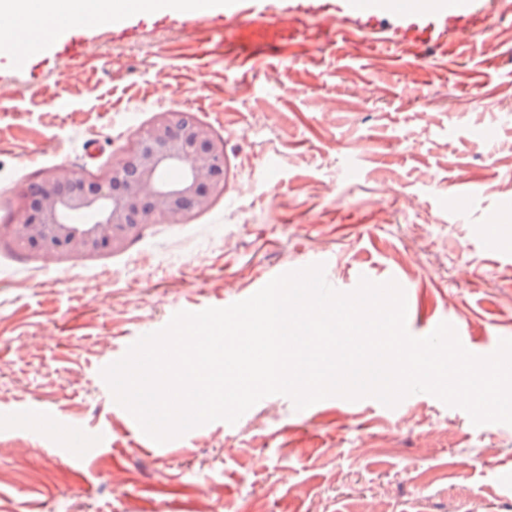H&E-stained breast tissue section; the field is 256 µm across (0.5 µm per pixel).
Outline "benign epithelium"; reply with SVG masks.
Here are the masks:
<instances>
[{
    "instance_id": "7a95c632",
    "label": "benign epithelium",
    "mask_w": 512,
    "mask_h": 512,
    "mask_svg": "<svg viewBox=\"0 0 512 512\" xmlns=\"http://www.w3.org/2000/svg\"><path fill=\"white\" fill-rule=\"evenodd\" d=\"M170 170L179 177L164 178ZM226 187L224 139L199 120L164 110L97 177L80 166L39 173L19 199L14 241L48 258L121 250L148 224H179L208 209Z\"/></svg>"
}]
</instances>
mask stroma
Here are the masks:
<instances>
[{"instance_id": "stroma-1", "label": "stroma", "mask_w": 512, "mask_h": 512, "mask_svg": "<svg viewBox=\"0 0 512 512\" xmlns=\"http://www.w3.org/2000/svg\"><path fill=\"white\" fill-rule=\"evenodd\" d=\"M487 9L485 43L393 41L384 14L373 35L348 22L254 54L232 20L190 27L175 9L134 41L99 33L81 57L0 70V512H512V425L427 393L302 410L271 395L158 444L101 376L174 313L318 260L343 292L403 285L413 335L446 312L474 349L512 337V152L497 148L512 141V0ZM168 108L224 139L229 187L209 210L92 257L15 247L40 172L101 171ZM60 421L83 427L80 461L61 456Z\"/></svg>"}]
</instances>
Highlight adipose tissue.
I'll return each mask as SVG.
<instances>
[{
    "label": "adipose tissue",
    "mask_w": 512,
    "mask_h": 512,
    "mask_svg": "<svg viewBox=\"0 0 512 512\" xmlns=\"http://www.w3.org/2000/svg\"><path fill=\"white\" fill-rule=\"evenodd\" d=\"M166 0H42L38 12H31L28 0H0V53L19 59V41L26 33L53 23L59 8L88 20H98L137 6L154 9Z\"/></svg>",
    "instance_id": "1"
}]
</instances>
